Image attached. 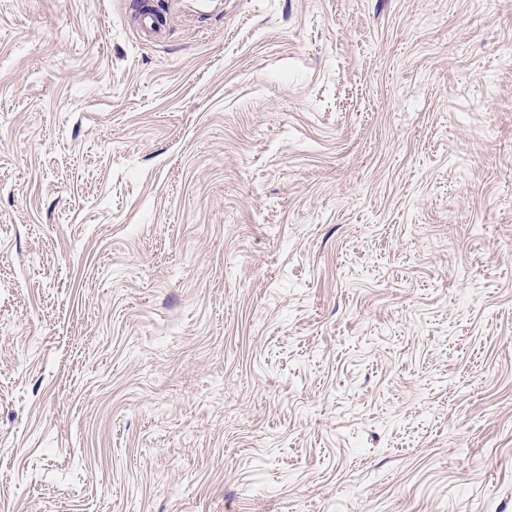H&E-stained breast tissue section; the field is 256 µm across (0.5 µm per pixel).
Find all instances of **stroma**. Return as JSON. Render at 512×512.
Here are the masks:
<instances>
[{
    "mask_svg": "<svg viewBox=\"0 0 512 512\" xmlns=\"http://www.w3.org/2000/svg\"><path fill=\"white\" fill-rule=\"evenodd\" d=\"M0 0V512H512V0Z\"/></svg>",
    "mask_w": 512,
    "mask_h": 512,
    "instance_id": "obj_1",
    "label": "stroma"
}]
</instances>
